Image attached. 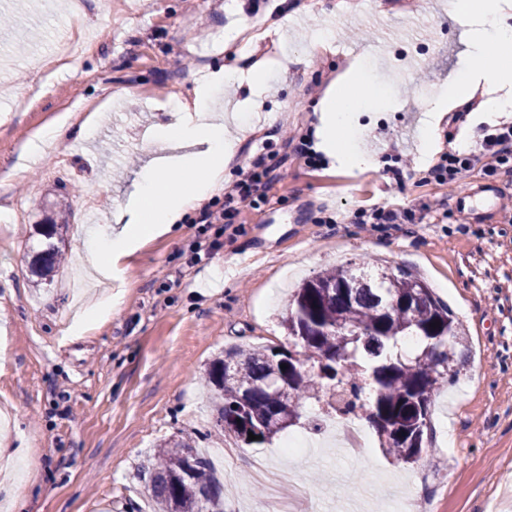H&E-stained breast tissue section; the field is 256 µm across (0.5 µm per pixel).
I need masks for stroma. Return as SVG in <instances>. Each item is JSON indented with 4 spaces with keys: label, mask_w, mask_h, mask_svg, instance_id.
<instances>
[{
    "label": "stroma",
    "mask_w": 512,
    "mask_h": 512,
    "mask_svg": "<svg viewBox=\"0 0 512 512\" xmlns=\"http://www.w3.org/2000/svg\"><path fill=\"white\" fill-rule=\"evenodd\" d=\"M0 0V173L16 166L21 147L51 122L73 119L84 104L106 103L91 138L70 139L28 160L0 211V416L11 432L0 451L23 462L0 483V512H154L139 473L157 444L183 439L197 449L239 448L216 427L201 378L208 363L234 347L291 348L282 326L286 303L303 279L356 265L366 273L402 271L432 288L466 334L458 384L431 407L434 446L407 463L377 449L363 468L331 449L304 468L313 497L307 512H391L396 482L413 480L440 512H512V213L481 200L494 184L512 195V173L473 168L452 185L424 182L448 133L476 146L483 113L452 130L440 121L436 150L421 147L422 89L460 79L465 18L448 0H379L346 8L340 0L304 10V0ZM264 27L246 52L228 54L218 34L228 26ZM329 48L308 54L318 31ZM435 31L426 54L411 42ZM282 43L289 61L274 71L246 122L225 128L237 154L225 185L262 146L282 147L280 131L318 128L321 102L347 62L369 56L376 105L353 114L361 147L376 164L354 168L327 155L325 167L288 153L260 195L240 204L235 224L208 229L187 218L171 235L150 240L117 279L78 278L87 269L77 226L81 204L99 213L125 202L137 172L165 152L142 142L144 128L173 123L176 100L224 66L244 69ZM413 169L398 188L391 173L405 158ZM412 207L409 224L374 231L354 220L370 203ZM67 225L66 262L50 283L29 271L34 224ZM207 260L190 264L193 251ZM118 291V312L80 325L81 309ZM240 461L224 477V512H260L265 487Z\"/></svg>",
    "instance_id": "35a3bbf8"
}]
</instances>
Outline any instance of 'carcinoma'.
<instances>
[{
  "label": "carcinoma",
  "instance_id": "carcinoma-1",
  "mask_svg": "<svg viewBox=\"0 0 512 512\" xmlns=\"http://www.w3.org/2000/svg\"><path fill=\"white\" fill-rule=\"evenodd\" d=\"M66 228L52 220L35 225L44 242L32 255L30 272L41 281L59 265ZM283 325L288 335L301 337L299 349L239 348L210 363L205 382L220 430L248 447L260 446L297 425L303 403L320 400L328 387L348 386L357 398L369 385L370 400L350 401L345 408L360 409L395 456L413 461L420 455L433 398L440 385L458 377L462 343L452 313L424 284L385 270L368 276L328 269L295 291ZM406 336L423 349L394 353ZM273 378L288 386V401L270 396L266 383ZM250 432L258 439H248ZM149 483L159 512H196L200 505L224 512V485L187 441L159 445Z\"/></svg>",
  "mask_w": 512,
  "mask_h": 512
}]
</instances>
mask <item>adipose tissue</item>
<instances>
[{"label":"adipose tissue","instance_id":"obj_1","mask_svg":"<svg viewBox=\"0 0 512 512\" xmlns=\"http://www.w3.org/2000/svg\"><path fill=\"white\" fill-rule=\"evenodd\" d=\"M461 10L472 18L468 33L465 78L441 85L424 108L432 120L423 139L426 148L436 144L438 123L450 101L468 96L482 84L492 83L485 93L481 111L512 112V58L497 56L502 44L512 43V26L505 21L512 0H462ZM275 59L254 61L248 69H216L206 80L197 82L193 96L178 102V118L168 127L154 130L153 139L163 143H191L197 152L166 159L143 168L132 184L127 202L113 215L112 223L94 231L85 242L86 261L104 276H111L122 259L157 236L172 233L187 213L199 208L224 183V170L233 159L237 145L224 136V120L215 109V92L222 86L249 82L255 96H262ZM355 103L339 90L330 93L322 110L318 135L323 144L339 152L343 163L353 167L373 165L371 156L357 148H343L337 136L349 132ZM176 171L182 176L179 187L162 180Z\"/></svg>","mask_w":512,"mask_h":512}]
</instances>
